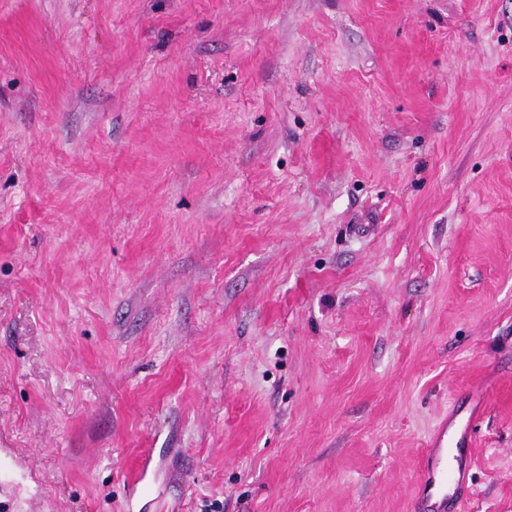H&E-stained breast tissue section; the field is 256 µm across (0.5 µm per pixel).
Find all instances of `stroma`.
<instances>
[{
    "instance_id": "obj_1",
    "label": "stroma",
    "mask_w": 512,
    "mask_h": 512,
    "mask_svg": "<svg viewBox=\"0 0 512 512\" xmlns=\"http://www.w3.org/2000/svg\"><path fill=\"white\" fill-rule=\"evenodd\" d=\"M467 388L512 512V0H0V512H409Z\"/></svg>"
}]
</instances>
